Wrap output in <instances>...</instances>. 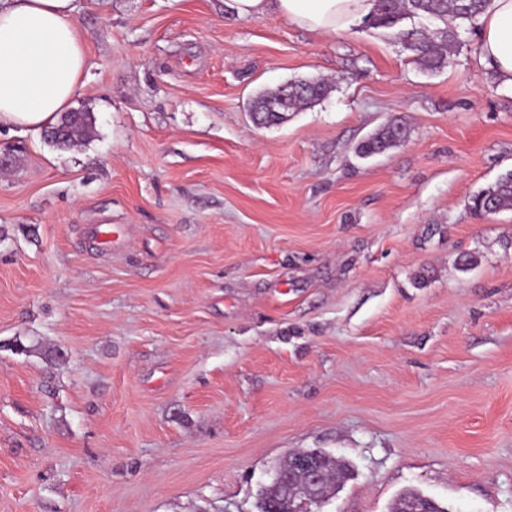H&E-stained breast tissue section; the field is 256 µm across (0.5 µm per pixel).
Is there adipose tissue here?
<instances>
[{"label":"adipose tissue","mask_w":512,"mask_h":512,"mask_svg":"<svg viewBox=\"0 0 512 512\" xmlns=\"http://www.w3.org/2000/svg\"><path fill=\"white\" fill-rule=\"evenodd\" d=\"M376 0H229L239 18L273 11L312 32L335 36L373 13ZM74 0H0V130L37 131L84 85L85 48ZM481 53L512 85V0H491L481 16Z\"/></svg>","instance_id":"ef3b65f1"}]
</instances>
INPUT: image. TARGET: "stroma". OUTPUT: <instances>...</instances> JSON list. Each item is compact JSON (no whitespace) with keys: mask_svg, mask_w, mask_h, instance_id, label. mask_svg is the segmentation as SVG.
Here are the masks:
<instances>
[{"mask_svg":"<svg viewBox=\"0 0 512 512\" xmlns=\"http://www.w3.org/2000/svg\"><path fill=\"white\" fill-rule=\"evenodd\" d=\"M76 5L92 137L0 134V512H259L315 449L351 470L321 512H512V209L468 206L512 171V86L480 32L429 74L359 22ZM331 83L325 79L291 81L263 92L249 103V112L255 125L270 127L288 120L289 112L312 107L331 91ZM408 137V130L397 119H391L361 141L356 151L363 157H371L399 145ZM392 512H447L439 506L434 500L418 495L408 493L400 497Z\"/></svg>","mask_w":512,"mask_h":512,"instance_id":"stroma-1","label":"stroma"}]
</instances>
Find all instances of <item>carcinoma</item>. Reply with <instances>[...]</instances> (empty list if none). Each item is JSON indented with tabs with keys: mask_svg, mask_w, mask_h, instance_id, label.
<instances>
[{
	"mask_svg": "<svg viewBox=\"0 0 512 512\" xmlns=\"http://www.w3.org/2000/svg\"><path fill=\"white\" fill-rule=\"evenodd\" d=\"M488 0H376L373 14L362 19L368 28L394 30V35L405 49L413 54L420 68L435 73L451 63V53L460 42L462 28L459 25L429 30L427 27L400 29L399 23L406 17H418L432 22L452 17L462 23L474 25L484 13ZM331 91V83L325 79H308L284 83L263 92L249 103V112L255 125L270 127L288 120V113L312 107ZM95 126L92 113L70 111L58 113L57 120L47 127L45 136L55 146L70 149L78 145ZM408 137L404 124L396 119L387 121L370 136L361 141L356 151L363 157L381 154L402 143ZM470 208L477 214H492L512 208V171L497 182L475 194ZM309 460L305 452L291 455L280 464L283 471H295L294 485L276 487L271 484L263 490L261 512H299L298 504L308 493L303 464ZM314 469L320 474L315 493L326 497L347 475V467L326 455L312 459ZM392 512H445L434 500L408 493L400 497Z\"/></svg>",
	"mask_w": 512,
	"mask_h": 512,
	"instance_id": "1",
	"label": "carcinoma"
}]
</instances>
